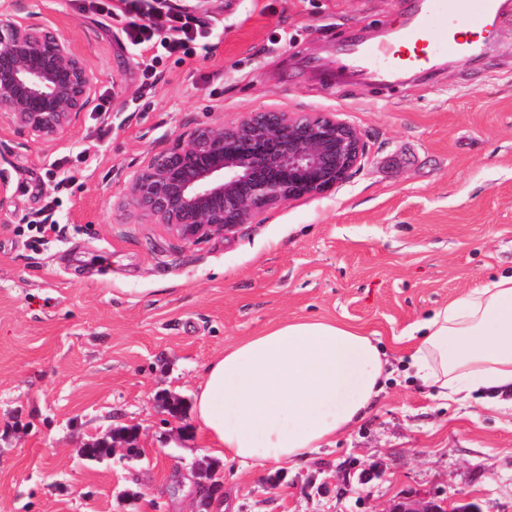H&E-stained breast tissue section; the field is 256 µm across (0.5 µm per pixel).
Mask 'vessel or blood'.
Wrapping results in <instances>:
<instances>
[{
  "label": "vessel or blood",
  "instance_id": "b4317fda",
  "mask_svg": "<svg viewBox=\"0 0 512 512\" xmlns=\"http://www.w3.org/2000/svg\"><path fill=\"white\" fill-rule=\"evenodd\" d=\"M427 21L402 28L397 43L377 42L366 45L363 53L345 58V65H356L371 82L386 85L401 70L433 68L462 45L459 23L485 30L500 8L499 0H423Z\"/></svg>",
  "mask_w": 512,
  "mask_h": 512
}]
</instances>
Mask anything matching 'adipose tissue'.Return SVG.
<instances>
[{
    "instance_id": "1",
    "label": "adipose tissue",
    "mask_w": 512,
    "mask_h": 512,
    "mask_svg": "<svg viewBox=\"0 0 512 512\" xmlns=\"http://www.w3.org/2000/svg\"><path fill=\"white\" fill-rule=\"evenodd\" d=\"M416 329L411 366L437 398L512 391V275L450 299ZM387 365L353 327L275 323L206 364L195 425L207 452L242 468L296 464L369 412Z\"/></svg>"
}]
</instances>
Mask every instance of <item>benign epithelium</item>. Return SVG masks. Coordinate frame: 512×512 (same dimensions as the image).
Masks as SVG:
<instances>
[{"label":"benign epithelium","mask_w":512,"mask_h":512,"mask_svg":"<svg viewBox=\"0 0 512 512\" xmlns=\"http://www.w3.org/2000/svg\"><path fill=\"white\" fill-rule=\"evenodd\" d=\"M93 78L57 30L19 15L0 17V114L44 142L85 111ZM366 147L334 116L246 112L231 124L201 125L155 155L130 181L124 205L186 243L226 235L258 215L327 194L361 168ZM198 508L224 477L195 465ZM387 512H448L435 496Z\"/></svg>","instance_id":"1"}]
</instances>
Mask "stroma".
Returning a JSON list of instances; mask_svg holds the SVG:
<instances>
[{"label": "stroma", "mask_w": 512, "mask_h": 512, "mask_svg": "<svg viewBox=\"0 0 512 512\" xmlns=\"http://www.w3.org/2000/svg\"><path fill=\"white\" fill-rule=\"evenodd\" d=\"M416 0H154L204 25L189 54L134 49L109 0H0L68 34L93 76L46 143L0 117V512H194L205 365L278 321L331 320L380 346L390 376L348 433L296 466L222 465L225 512H387L441 495L512 512V411L432 399L405 369L410 326L512 274V0L493 33L385 89L338 50L398 29ZM262 109L331 112L366 144L336 190L196 244L121 207L134 174L198 125ZM60 237L31 241L49 198ZM137 430L146 455L83 458Z\"/></svg>", "instance_id": "obj_1"}]
</instances>
